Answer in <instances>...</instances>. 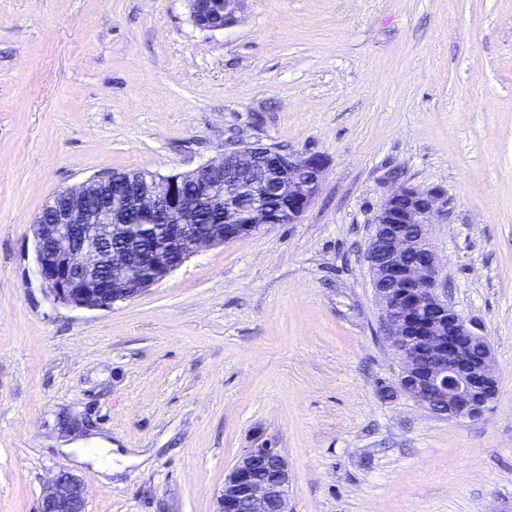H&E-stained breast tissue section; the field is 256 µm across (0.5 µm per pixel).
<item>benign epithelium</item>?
I'll return each instance as SVG.
<instances>
[{
  "label": "benign epithelium",
  "instance_id": "1",
  "mask_svg": "<svg viewBox=\"0 0 512 512\" xmlns=\"http://www.w3.org/2000/svg\"><path fill=\"white\" fill-rule=\"evenodd\" d=\"M195 25L210 32L234 26L247 0H186ZM325 172L319 152H288L238 139L217 160L172 175L152 174L134 197L107 192L112 175L66 188L47 204L64 202L58 223L34 222L36 273L53 302L103 309L166 279L206 248L238 240L263 224H298L315 201ZM196 186L182 194L183 182ZM223 211L219 224L193 222L197 206ZM448 205L440 186L404 183L372 218L366 261L376 288L384 335L400 372L384 395L400 393L440 419L475 421L496 399L500 378L482 324L448 302L430 227ZM171 221L166 240L136 251L125 223L130 209ZM291 473L271 444L246 449L224 476L217 512H290ZM83 484L68 473L45 489L38 512H85Z\"/></svg>",
  "mask_w": 512,
  "mask_h": 512
}]
</instances>
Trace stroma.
Here are the masks:
<instances>
[{"instance_id":"stroma-1","label":"stroma","mask_w":512,"mask_h":512,"mask_svg":"<svg viewBox=\"0 0 512 512\" xmlns=\"http://www.w3.org/2000/svg\"><path fill=\"white\" fill-rule=\"evenodd\" d=\"M237 138L324 155L300 223L106 309L48 298V199ZM403 181L448 194L440 276L501 375L477 421L380 393L400 365L366 253ZM101 439L119 473L63 450ZM263 442L291 512H512V0H248L221 32L185 0H0V512H37L61 472L86 512H216Z\"/></svg>"}]
</instances>
